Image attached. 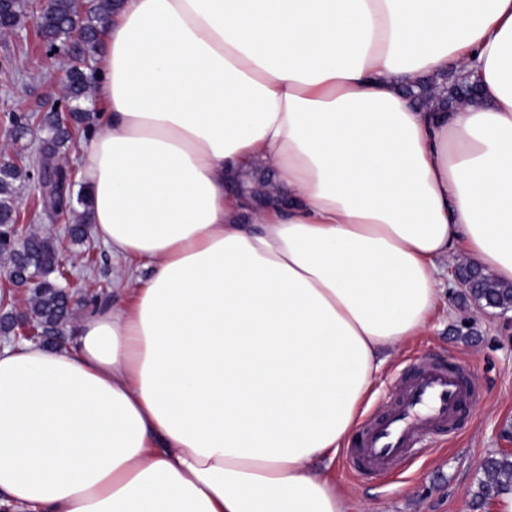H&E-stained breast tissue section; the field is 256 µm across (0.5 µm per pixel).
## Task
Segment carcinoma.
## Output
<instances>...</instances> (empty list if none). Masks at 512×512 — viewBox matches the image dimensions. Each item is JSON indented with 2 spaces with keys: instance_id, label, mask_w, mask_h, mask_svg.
Wrapping results in <instances>:
<instances>
[{
  "instance_id": "carcinoma-1",
  "label": "carcinoma",
  "mask_w": 512,
  "mask_h": 512,
  "mask_svg": "<svg viewBox=\"0 0 512 512\" xmlns=\"http://www.w3.org/2000/svg\"><path fill=\"white\" fill-rule=\"evenodd\" d=\"M119 5V0H47L36 18V25L49 50L63 52L71 58L62 94L64 106L46 113L8 115L14 137L21 141L30 126L38 125L42 136L36 154L16 153L0 161V253L10 260L12 272L20 281H29L30 311L45 326L48 334L60 336L70 320L65 277L53 237L31 233L21 244L12 242L18 220L15 200L19 186L40 176L43 178L42 207L58 205L62 188L70 187L71 174L61 167L62 150L79 134L94 129L95 111L85 106L97 82L96 69L85 65L86 53L93 49L104 23ZM23 4L0 6V30H14L23 19ZM88 214L77 216L76 222L64 228L65 235L77 245L89 239ZM474 304L502 311L512 310V283L498 281L487 272L475 277L464 293ZM476 506L512 488V455L500 454L482 464Z\"/></svg>"
}]
</instances>
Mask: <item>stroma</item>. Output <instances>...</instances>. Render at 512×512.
<instances>
[{
  "instance_id": "obj_1",
  "label": "stroma",
  "mask_w": 512,
  "mask_h": 512,
  "mask_svg": "<svg viewBox=\"0 0 512 512\" xmlns=\"http://www.w3.org/2000/svg\"><path fill=\"white\" fill-rule=\"evenodd\" d=\"M39 7V0H27L21 31L0 32V151L9 155L16 146L8 114L54 108L58 81L69 64L64 54L47 53L34 23ZM17 210L26 230L51 233L67 260L72 291L94 289L100 301L120 300L108 248L96 240L87 252L64 236L73 213L47 217L30 182L19 191ZM425 357L469 365L479 398L453 427L434 436L432 454L412 461L404 472L367 480L353 477L344 460H337L329 475L348 497L350 512H472L483 458L512 448V322L462 301L444 284L426 329L395 352L376 379L366 413L390 409L398 381Z\"/></svg>"
}]
</instances>
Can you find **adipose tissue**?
<instances>
[{
	"label": "adipose tissue",
	"mask_w": 512,
	"mask_h": 512,
	"mask_svg": "<svg viewBox=\"0 0 512 512\" xmlns=\"http://www.w3.org/2000/svg\"><path fill=\"white\" fill-rule=\"evenodd\" d=\"M103 40L79 179L124 299L0 350V505L348 512L313 465L448 264L512 282V0H122ZM453 68L476 99L406 95Z\"/></svg>",
	"instance_id": "ef3b65f1"
}]
</instances>
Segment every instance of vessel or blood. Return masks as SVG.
I'll use <instances>...</instances> for the list:
<instances>
[{
  "label": "vessel or blood",
  "mask_w": 512,
  "mask_h": 512,
  "mask_svg": "<svg viewBox=\"0 0 512 512\" xmlns=\"http://www.w3.org/2000/svg\"><path fill=\"white\" fill-rule=\"evenodd\" d=\"M477 398L465 372L435 361L423 363L400 386L388 413L363 424L347 465L360 477L375 478L424 456L427 437L454 424Z\"/></svg>",
  "instance_id": "1"
}]
</instances>
